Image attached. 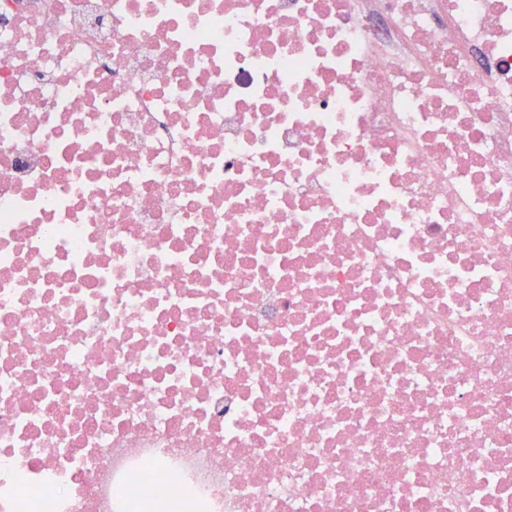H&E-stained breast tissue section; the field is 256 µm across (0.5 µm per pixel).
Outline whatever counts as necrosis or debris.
Instances as JSON below:
<instances>
[{
  "mask_svg": "<svg viewBox=\"0 0 512 512\" xmlns=\"http://www.w3.org/2000/svg\"><path fill=\"white\" fill-rule=\"evenodd\" d=\"M512 512V0H0V512Z\"/></svg>",
  "mask_w": 512,
  "mask_h": 512,
  "instance_id": "necrosis-or-debris-1",
  "label": "necrosis or debris"
}]
</instances>
